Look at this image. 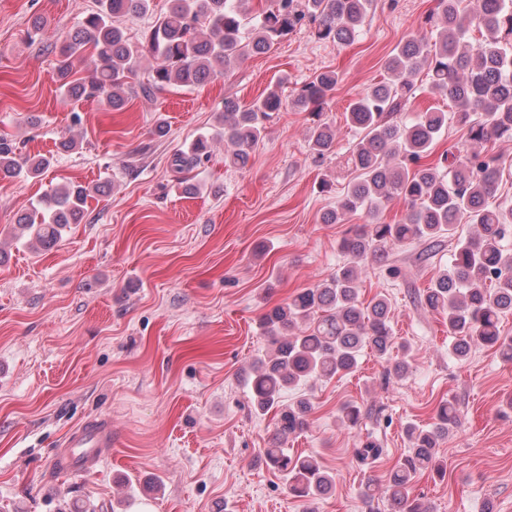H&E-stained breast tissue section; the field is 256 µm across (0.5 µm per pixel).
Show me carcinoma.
<instances>
[{"label":"carcinoma","mask_w":512,"mask_h":512,"mask_svg":"<svg viewBox=\"0 0 512 512\" xmlns=\"http://www.w3.org/2000/svg\"><path fill=\"white\" fill-rule=\"evenodd\" d=\"M99 2V10L85 16L68 35L58 78L68 97H103L114 110L123 109L137 88L149 96L169 86L195 87L225 75L307 25L314 26L320 40L348 43L360 33L373 4L269 0L255 13L249 0H169L167 12L155 17L133 43L124 22L149 14L152 0ZM463 3L439 0L435 41L426 31L406 39L385 61L387 78L367 87L347 108V119L359 129L360 138L347 152L345 164L357 176L336 207L324 213L323 223L342 224L360 209L375 218L393 199L408 203L405 221L349 230L340 242L347 260L336 273L266 310L260 319L272 350L254 360L247 385L254 412H274V433L262 456L283 477L293 497L307 504L304 512H317L314 504L332 491L334 477L312 456L288 455V438L307 430L313 404L305 394L286 403L283 394L353 373L365 348L386 362L387 373L402 378L409 371L408 361L392 356L396 341L389 300L378 295L365 302L360 297L361 274L369 258L381 257L406 241L457 240L447 268L439 271L421 303L447 315L451 353L457 359L488 347L512 364V337L500 330L502 315L512 312V252L505 248L512 234V206H489L504 162L481 150L493 138L512 141V0H471V9ZM474 27L482 36L476 46L467 40ZM87 46L96 53L91 76L68 80L74 57ZM146 54L153 60L152 68L147 82L136 84ZM423 67L430 77V93L454 102L457 122L466 128L470 142V153L445 169L424 159L448 124L446 113L431 108L408 121L396 119L413 95L412 76ZM338 80L336 71L326 70L291 100V107L316 117L308 142L318 157L331 152L336 140V129L324 119L323 108ZM282 108L277 86L245 109L235 99L224 98L215 133L200 134L188 151L174 157L175 169L188 171L208 161L218 141L224 142V164L245 166L263 138L264 121ZM51 164L45 156L22 155L17 142L0 137V178L39 177ZM92 192H103L102 185L55 188L17 216V235L46 249L54 247L68 225L82 220ZM462 222L474 233L458 239ZM368 416L352 401L336 408L337 421L353 430ZM458 422L456 402L448 398L438 405L432 424L406 426L409 448L385 486L368 480L362 491L365 505L371 506L381 495L389 512H433L430 503L414 493L413 479L422 472L445 476L447 464L438 443ZM383 452L369 435L355 449V459L370 466Z\"/></svg>","instance_id":"1"}]
</instances>
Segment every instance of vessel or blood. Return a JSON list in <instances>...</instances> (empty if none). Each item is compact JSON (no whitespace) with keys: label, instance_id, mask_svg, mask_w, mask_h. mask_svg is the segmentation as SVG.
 Listing matches in <instances>:
<instances>
[{"label":"vessel or blood","instance_id":"1","mask_svg":"<svg viewBox=\"0 0 512 512\" xmlns=\"http://www.w3.org/2000/svg\"><path fill=\"white\" fill-rule=\"evenodd\" d=\"M112 449V422L96 418L70 432L52 459L63 473H82L95 468Z\"/></svg>","mask_w":512,"mask_h":512}]
</instances>
